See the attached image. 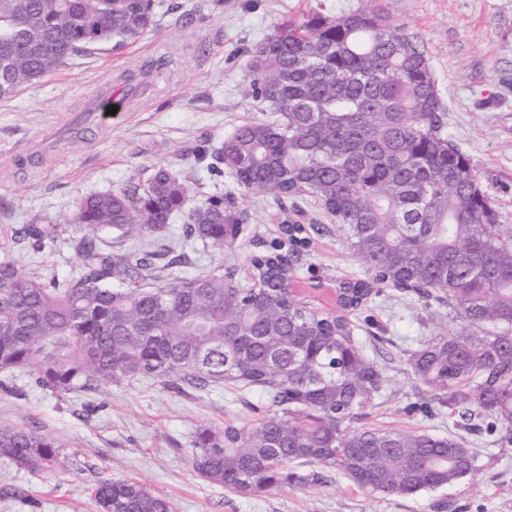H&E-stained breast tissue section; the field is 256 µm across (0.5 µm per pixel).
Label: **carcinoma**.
I'll return each mask as SVG.
<instances>
[{"mask_svg":"<svg viewBox=\"0 0 512 512\" xmlns=\"http://www.w3.org/2000/svg\"><path fill=\"white\" fill-rule=\"evenodd\" d=\"M160 0H0V99L157 25ZM246 95L264 118L225 140L212 172L232 188L188 212L185 237L235 247L244 221L234 189L311 200L336 221L368 273L338 285V315L311 313L278 280L288 251L252 260L257 288L236 267L184 276L185 256L126 249L97 233L142 242L167 229L187 186L168 166L145 183L79 198L68 219L83 231L81 270L66 279L0 261V374L25 370L62 397L156 378L175 388L225 381L254 388L267 412L250 428L200 427L192 466L240 491L310 479L294 463L346 474L383 496L452 487L475 471L467 446L426 432L352 429L348 421L387 388L384 369L350 335L345 315L381 288L418 287L457 309L465 326L407 359L438 406L487 427L512 428V224L498 223L471 159L444 132L445 109L419 37L390 22L383 0L338 16L315 13L255 43ZM59 441L0 426V457L34 472L62 467ZM100 512H174L132 479L99 480Z\"/></svg>","mask_w":512,"mask_h":512,"instance_id":"cac0c4a2","label":"carcinoma"}]
</instances>
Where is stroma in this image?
<instances>
[{
    "mask_svg": "<svg viewBox=\"0 0 512 512\" xmlns=\"http://www.w3.org/2000/svg\"><path fill=\"white\" fill-rule=\"evenodd\" d=\"M358 0H165L153 31L119 50L75 59L14 98L0 100V257L26 271L61 278L79 270L80 231L67 225L76 200L147 179L171 166L185 181L187 207L228 185L211 174V153L232 130L258 119L245 95L246 50L282 24L322 12L338 15ZM394 24L418 34L445 107L449 139L471 159L498 220L512 224V0H384ZM111 92L115 114L82 110ZM247 216L231 251L186 242L184 216L146 246L186 254L184 275L236 266L250 281L247 259L282 240L284 218L265 195L239 190ZM320 231L294 266L313 311L335 309L338 282L362 276L345 237L313 203ZM26 224L54 226L41 250L19 238ZM354 336L390 378L359 427L427 431L463 440L476 457L474 475L452 488L381 496L340 471L319 481L242 493L201 477L190 440L200 427L248 428L259 417L258 393L227 382L210 390L168 388L158 379L58 397L16 373L0 390V425L56 438L66 469L35 474L0 459V512H97L91 492L100 479L127 478L169 497L176 512H512V433L474 432L459 413L437 409L432 392L407 365L421 341L460 330L448 306L413 293H391L350 315Z\"/></svg>",
    "mask_w": 512,
    "mask_h": 512,
    "instance_id": "stroma-1",
    "label": "stroma"
}]
</instances>
